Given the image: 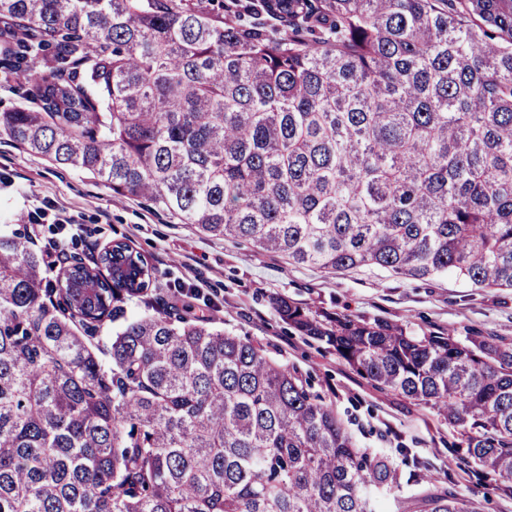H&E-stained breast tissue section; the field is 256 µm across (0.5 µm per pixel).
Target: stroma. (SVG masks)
I'll return each mask as SVG.
<instances>
[{
	"label": "stroma",
	"instance_id": "1",
	"mask_svg": "<svg viewBox=\"0 0 512 512\" xmlns=\"http://www.w3.org/2000/svg\"><path fill=\"white\" fill-rule=\"evenodd\" d=\"M40 208L46 218L31 222ZM0 230L28 234L49 261L58 244L77 243L88 265L113 242L128 244L154 269L152 298L178 309L195 295L208 300L205 313L215 326L262 344L310 376L359 447L422 461L438 488L474 499L482 512H512V496L496 477L456 453V428L376 389L335 351L283 323L272 304L282 295L313 312L380 318L415 336L441 332L461 341L494 336L512 343V289L475 288L450 274L422 280L373 267L336 273L293 265L251 243L201 234L150 201L114 195L91 175L58 168L3 137Z\"/></svg>",
	"mask_w": 512,
	"mask_h": 512
}]
</instances>
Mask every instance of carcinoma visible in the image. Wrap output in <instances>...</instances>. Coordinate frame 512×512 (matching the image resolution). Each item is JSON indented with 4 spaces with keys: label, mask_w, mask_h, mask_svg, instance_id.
Segmentation results:
<instances>
[{
    "label": "carcinoma",
    "mask_w": 512,
    "mask_h": 512,
    "mask_svg": "<svg viewBox=\"0 0 512 512\" xmlns=\"http://www.w3.org/2000/svg\"><path fill=\"white\" fill-rule=\"evenodd\" d=\"M218 8L0 0V85L29 102L0 136L294 264L512 288V0ZM100 263L53 284L0 233V512H481L357 447L311 379L190 303L94 342L151 278L123 242ZM275 311L512 495V346Z\"/></svg>",
    "instance_id": "obj_1"
}]
</instances>
